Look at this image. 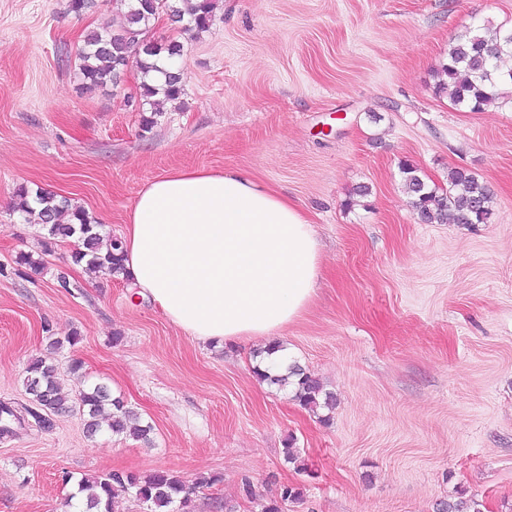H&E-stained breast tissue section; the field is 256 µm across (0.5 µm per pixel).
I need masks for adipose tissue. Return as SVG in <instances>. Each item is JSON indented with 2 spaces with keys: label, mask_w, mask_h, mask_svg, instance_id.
I'll return each mask as SVG.
<instances>
[{
  "label": "adipose tissue",
  "mask_w": 512,
  "mask_h": 512,
  "mask_svg": "<svg viewBox=\"0 0 512 512\" xmlns=\"http://www.w3.org/2000/svg\"><path fill=\"white\" fill-rule=\"evenodd\" d=\"M122 242L132 288L204 344L273 337L305 309L320 272L302 210L236 173L155 178L131 209Z\"/></svg>",
  "instance_id": "adipose-tissue-1"
}]
</instances>
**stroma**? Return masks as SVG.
Wrapping results in <instances>:
<instances>
[{
    "mask_svg": "<svg viewBox=\"0 0 512 512\" xmlns=\"http://www.w3.org/2000/svg\"><path fill=\"white\" fill-rule=\"evenodd\" d=\"M489 22L512 27V0H219L184 42V95L153 107L133 67L83 86L77 49L124 25L114 0L80 15L0 0V404L31 405L25 370L43 358L63 393L105 385L153 427L146 442L91 436L66 412L0 434V512H72L75 480L157 471L203 480L188 512H261L285 485L301 497L282 512H436L462 490L512 512V99L472 113L436 90L452 38ZM405 162L431 186L474 173L491 221L421 222ZM176 169L244 173L304 208L320 275L278 340L332 409L261 381L263 341L200 344L123 279L73 264L72 244L35 278L17 264L44 241L12 211L18 186L119 237Z\"/></svg>",
    "mask_w": 512,
    "mask_h": 512,
    "instance_id": "stroma-1",
    "label": "stroma"
}]
</instances>
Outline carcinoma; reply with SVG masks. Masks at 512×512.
I'll return each mask as SVG.
<instances>
[{
  "mask_svg": "<svg viewBox=\"0 0 512 512\" xmlns=\"http://www.w3.org/2000/svg\"><path fill=\"white\" fill-rule=\"evenodd\" d=\"M125 25L114 31L107 26L88 33L77 49L79 71L87 87L108 82L118 86L124 68L133 64L141 74L140 96L157 95L166 100H177L184 92L183 69L177 60L184 55V43L171 40L159 44L148 38L150 26L156 17L164 14L182 35L189 37L209 29L216 18L218 0H125ZM512 55V29L485 25L468 30L455 38L448 48V61L442 72L448 82L438 85L446 90L454 105L471 112H481L486 106L504 97L503 87L512 86V70L499 68L498 61ZM403 185L414 213L426 223H437L452 215L457 224H487L494 214V198L486 185L466 169L456 168L448 173V186L431 187L410 164L402 165ZM13 210L25 221L47 228L42 254L17 256V263L31 274L44 270L43 256L52 252L53 245L74 239L77 248L72 252L75 263L112 278L123 273L119 239L105 237L99 224L89 213L70 203L65 197L20 186L15 190ZM58 367L44 359L33 360L27 368L25 387L33 401L52 413L77 409L85 416L88 432L95 433L102 426L116 435L128 434L136 438L148 437L152 426L141 424L137 411L118 397H112L103 385L80 389L73 398L62 394L57 382ZM255 374L263 381L286 387L289 376L296 378L294 396L305 406L316 408L332 405V396L323 393L321 383L297 365L286 375H270L255 367ZM199 480L192 484L167 472L145 477L132 473L114 472L92 479H82L78 492L85 494L87 506L101 512H111L112 499L132 492L136 498L154 507V512H170L178 503L187 506ZM300 492L285 485L280 499L272 500L262 512H280L279 502L296 500ZM440 512H481L473 498L458 496L441 503Z\"/></svg>",
  "mask_w": 512,
  "mask_h": 512,
  "instance_id": "carcinoma-1",
  "label": "carcinoma"
}]
</instances>
